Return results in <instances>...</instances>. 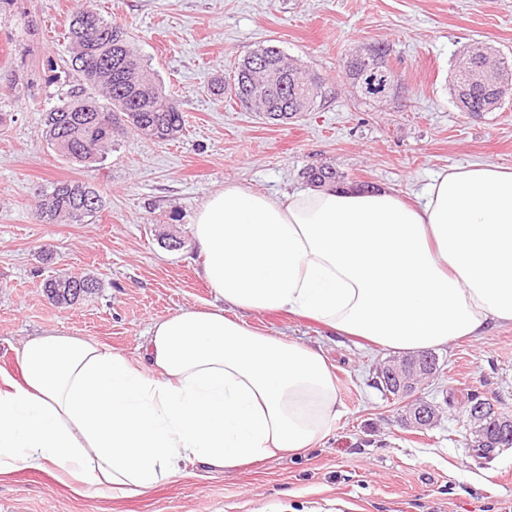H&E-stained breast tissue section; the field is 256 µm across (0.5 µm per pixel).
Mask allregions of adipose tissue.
Returning <instances> with one entry per match:
<instances>
[{"mask_svg": "<svg viewBox=\"0 0 512 512\" xmlns=\"http://www.w3.org/2000/svg\"><path fill=\"white\" fill-rule=\"evenodd\" d=\"M213 300L151 323L148 364L62 328L0 371V479L52 464L57 479L125 498L189 462L227 471L298 455L341 414L320 350L250 329L280 311L395 351L512 324V167L439 173L390 189L228 185L197 213Z\"/></svg>", "mask_w": 512, "mask_h": 512, "instance_id": "obj_1", "label": "adipose tissue"}]
</instances>
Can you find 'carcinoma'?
I'll use <instances>...</instances> for the list:
<instances>
[{"mask_svg": "<svg viewBox=\"0 0 512 512\" xmlns=\"http://www.w3.org/2000/svg\"><path fill=\"white\" fill-rule=\"evenodd\" d=\"M70 65L75 81L60 103L45 113L47 145L67 161L83 166L102 162L118 138L133 132L152 142L172 140L182 131L184 115L166 93L155 73L131 47L127 27L104 18L83 0L72 14L67 30ZM389 48L374 45L365 53L343 60L347 80L389 67ZM512 69V59L495 51H477L473 45L454 65L450 75L453 103L461 112L479 118L490 105L501 106L512 95V85L500 74ZM215 96L253 99L251 108L266 118L286 123L312 108L323 96L319 77L302 74L293 59L275 46L260 47L238 63L233 76L211 84ZM307 181L322 187L341 184L344 176L329 165L310 167ZM103 207L101 191L81 181L56 182L43 188L34 205V217L42 224L69 221L78 224ZM44 288L60 303H72L98 288L90 276L49 279ZM478 456L512 447V427L496 415L485 421L483 434L470 441Z\"/></svg>", "mask_w": 512, "mask_h": 512, "instance_id": "carcinoma-1", "label": "carcinoma"}]
</instances>
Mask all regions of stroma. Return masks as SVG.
Returning a JSON list of instances; mask_svg holds the SVG:
<instances>
[{"label":"stroma","mask_w":512,"mask_h":512,"mask_svg":"<svg viewBox=\"0 0 512 512\" xmlns=\"http://www.w3.org/2000/svg\"><path fill=\"white\" fill-rule=\"evenodd\" d=\"M78 0H17L0 20V368L15 349L62 327L136 360L152 321L212 300L193 237L197 211L215 191L240 185L274 194L305 186L303 171L330 164L348 184L420 190L448 168L512 167V99L472 118L448 81L463 49L481 42L512 56V0H95L129 29L185 115L182 134L150 142L128 134L99 165L59 157L42 136L46 111L74 78L64 38ZM389 47L399 78L376 103L344 79L340 64L370 45ZM274 45L324 82L298 119L278 123L208 87L238 61ZM86 181L103 206L79 224L33 217L51 183ZM180 238L166 247L165 234ZM90 275L97 291L56 305L44 282ZM258 332L322 351L343 415L308 452L224 472L191 464L145 494L112 498L101 486L75 493L49 471L0 481V512H512V449L477 458L467 396L512 417V324L436 348L439 371L422 392L437 405L432 428L402 423L400 401L375 385L396 351L336 336L284 313H248Z\"/></svg>","instance_id":"35a3bbf8"}]
</instances>
